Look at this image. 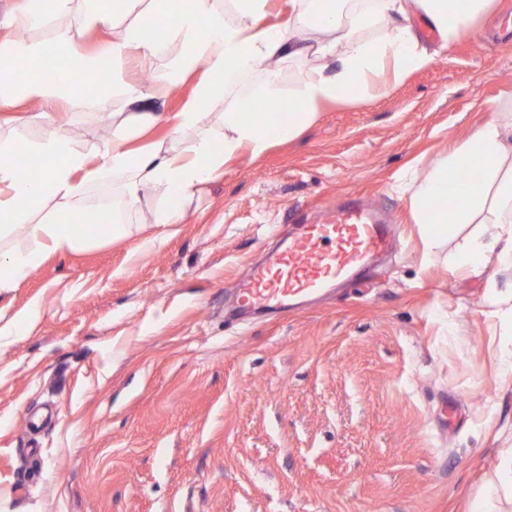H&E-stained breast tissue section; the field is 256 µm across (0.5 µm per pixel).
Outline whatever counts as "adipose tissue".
Wrapping results in <instances>:
<instances>
[{
  "label": "adipose tissue",
  "mask_w": 512,
  "mask_h": 512,
  "mask_svg": "<svg viewBox=\"0 0 512 512\" xmlns=\"http://www.w3.org/2000/svg\"><path fill=\"white\" fill-rule=\"evenodd\" d=\"M230 10L218 8L217 0H189L186 8L171 12L169 0H150L104 56L83 53L68 30H58L51 44L33 48L0 46V70L11 71L24 61L25 74L17 82L0 85V104L16 95L59 102L60 88L90 80L102 58L114 64L133 59L147 63L162 39H180L183 73L204 67L205 73L189 98L171 120L175 131H192L191 153H164L159 149L128 147V135L137 127L155 122L151 112H134L115 127L112 142L93 164L81 153L62 144L53 133L37 142H16L14 153L35 158V172L21 173L0 163V233L25 229L32 246L0 252V292L14 288L46 252H73L91 239L117 234L115 224L86 223L82 211L69 208L89 185L111 181L127 206H134L140 192L154 187L169 202L158 225L179 223V201L191 197L197 187L217 176L230 158L241 152L262 155L273 142L294 138L309 126L320 108L351 95L369 96L380 91L379 79L386 67L396 74L422 68L434 59L421 44L410 23L412 14L423 15L450 44L471 31V23L489 12L493 0H364L362 6L344 10L341 0H296L298 18L329 32L330 37L313 46L300 45L292 26H264L270 0H229ZM381 23L385 33L377 40L355 38L356 29ZM313 53L332 58V74L318 75L294 95L284 96L276 75L267 71L271 60ZM259 73L250 98L255 111H246L236 96V77ZM226 101L224 144L215 148L209 128V102ZM287 106L288 120L274 125L271 116ZM476 176L465 188L454 187L463 171ZM64 200L56 219L31 223V215L47 197ZM418 223L425 225L430 245H439L463 224L492 225L490 233L478 230L467 238L448 265L456 271L480 273L489 261L512 266V114L491 110L459 145L438 157L409 198Z\"/></svg>",
  "instance_id": "1"
}]
</instances>
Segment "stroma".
I'll return each mask as SVG.
<instances>
[{
  "label": "stroma",
  "instance_id": "obj_1",
  "mask_svg": "<svg viewBox=\"0 0 512 512\" xmlns=\"http://www.w3.org/2000/svg\"><path fill=\"white\" fill-rule=\"evenodd\" d=\"M0 44L52 40L23 0H0ZM68 28L100 53L132 25L89 30L71 0ZM411 23L432 64L372 97L325 105L296 138L243 153L181 202L144 190L119 235L47 254L0 294V512H481V478L512 446V330L492 297L512 268L452 272L464 233L428 248L409 181L463 142L490 107L512 111V0L477 33L443 47ZM179 40L149 66L112 78L146 96L95 93L58 105L19 98L0 109V159L53 132L98 162L130 112L158 120L132 147L189 151L174 131L200 78H179ZM322 58H283L284 94L316 78ZM354 194L393 217L396 244L360 282L300 313L227 319L231 289L265 247ZM26 313L17 323L18 313Z\"/></svg>",
  "mask_w": 512,
  "mask_h": 512
}]
</instances>
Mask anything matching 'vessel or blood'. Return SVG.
<instances>
[{
	"mask_svg": "<svg viewBox=\"0 0 512 512\" xmlns=\"http://www.w3.org/2000/svg\"><path fill=\"white\" fill-rule=\"evenodd\" d=\"M392 239V224L381 220L372 206L351 198L316 222L296 225L233 292L244 309L290 308L353 278L385 255Z\"/></svg>",
	"mask_w": 512,
	"mask_h": 512,
	"instance_id": "b4317fda",
	"label": "vessel or blood"
}]
</instances>
